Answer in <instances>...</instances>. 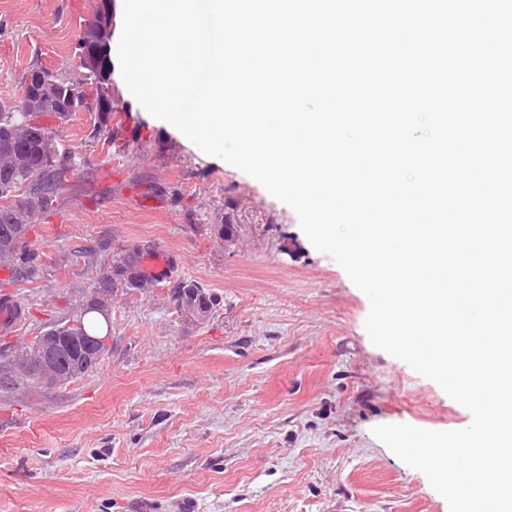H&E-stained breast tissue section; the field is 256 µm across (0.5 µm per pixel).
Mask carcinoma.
<instances>
[{"mask_svg":"<svg viewBox=\"0 0 512 512\" xmlns=\"http://www.w3.org/2000/svg\"><path fill=\"white\" fill-rule=\"evenodd\" d=\"M111 28V13L97 10L74 44L73 55L79 60L76 72L96 91L95 101L99 103L87 107V111L96 113L95 136L106 131L114 112L111 72L101 68L93 55L97 47L109 45ZM40 72L50 81L25 83L29 116L15 111L14 104L0 103V189L6 190L0 194V262L8 265L17 279L33 278L40 270L42 256L32 248L29 232L55 209V202L69 190L70 175L76 171L72 157L58 152L55 131L39 122L43 116L66 121L72 111L69 91L73 73L50 71L37 64L28 70L30 74ZM145 253L147 249L134 246L113 256L112 262L100 269L95 290L145 293L154 288V279L141 269ZM171 298L177 311L193 321L206 319L208 310L218 304L217 294L194 280L181 278L174 281ZM98 312L100 305L92 302L73 326H52L56 340L51 348L44 346L42 337H35L27 345L29 364L9 362L0 366V388L48 389L91 372L101 361V335L85 317Z\"/></svg>","mask_w":512,"mask_h":512,"instance_id":"1","label":"carcinoma"}]
</instances>
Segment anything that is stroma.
<instances>
[{"label":"stroma","instance_id":"obj_1","mask_svg":"<svg viewBox=\"0 0 512 512\" xmlns=\"http://www.w3.org/2000/svg\"><path fill=\"white\" fill-rule=\"evenodd\" d=\"M96 5L0 0V100L23 97L32 64L73 70ZM112 94L115 142L93 136L88 112L52 124L77 171L29 233L38 277L0 265V295L24 306L0 327V363L71 323L122 250L148 248L150 276L159 257L174 265L149 293H113L96 370L0 391V512H449L372 429L452 430L468 410L372 344L367 297L289 206ZM224 215L228 241L214 232ZM179 278L218 295L206 320L177 312Z\"/></svg>","mask_w":512,"mask_h":512}]
</instances>
